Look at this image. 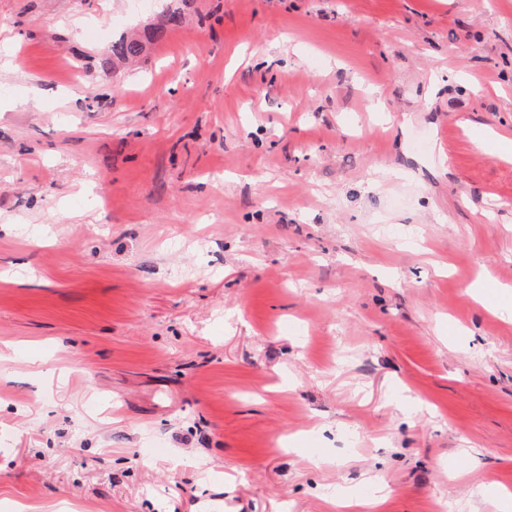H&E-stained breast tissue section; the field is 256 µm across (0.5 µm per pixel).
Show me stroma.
<instances>
[{"instance_id": "35a3bbf8", "label": "stroma", "mask_w": 512, "mask_h": 512, "mask_svg": "<svg viewBox=\"0 0 512 512\" xmlns=\"http://www.w3.org/2000/svg\"><path fill=\"white\" fill-rule=\"evenodd\" d=\"M161 6L0 0V512H502L512 0ZM147 50V44L141 37L123 35L112 43V62H132L140 58Z\"/></svg>"}]
</instances>
